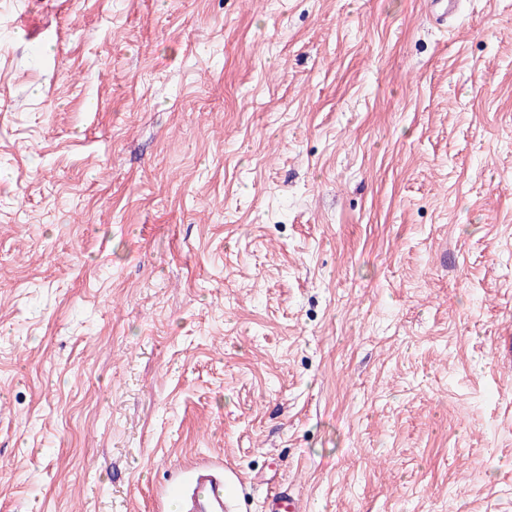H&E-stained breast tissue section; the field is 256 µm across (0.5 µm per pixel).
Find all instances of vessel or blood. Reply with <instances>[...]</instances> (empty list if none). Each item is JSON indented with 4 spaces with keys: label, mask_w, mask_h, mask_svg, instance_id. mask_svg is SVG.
Masks as SVG:
<instances>
[{
    "label": "vessel or blood",
    "mask_w": 512,
    "mask_h": 512,
    "mask_svg": "<svg viewBox=\"0 0 512 512\" xmlns=\"http://www.w3.org/2000/svg\"><path fill=\"white\" fill-rule=\"evenodd\" d=\"M168 498H181L187 512H243L242 482L230 469L216 464L195 467L169 482ZM264 512H303L297 497L285 490L271 494Z\"/></svg>",
    "instance_id": "b4317fda"
}]
</instances>
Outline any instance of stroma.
<instances>
[{
  "label": "stroma",
  "instance_id": "stroma-1",
  "mask_svg": "<svg viewBox=\"0 0 512 512\" xmlns=\"http://www.w3.org/2000/svg\"><path fill=\"white\" fill-rule=\"evenodd\" d=\"M512 512V0H0V512ZM169 499L181 498L188 512H244L242 482L223 465L195 467L164 487ZM265 512H302V505L297 497L288 492L280 490L271 494L264 502Z\"/></svg>",
  "mask_w": 512,
  "mask_h": 512
}]
</instances>
